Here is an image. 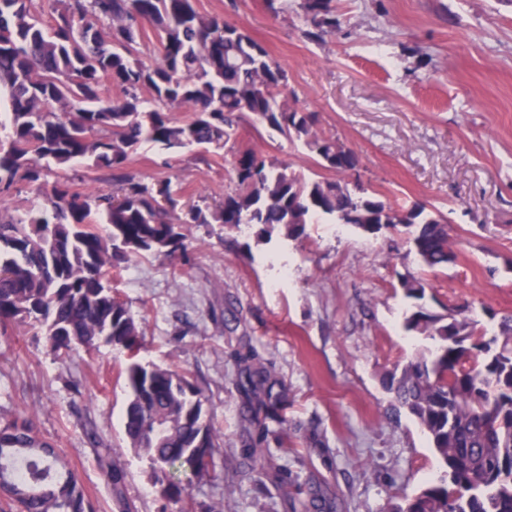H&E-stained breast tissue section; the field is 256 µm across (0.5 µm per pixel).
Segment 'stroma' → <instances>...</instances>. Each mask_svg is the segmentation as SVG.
Masks as SVG:
<instances>
[{"instance_id": "35a3bbf8", "label": "stroma", "mask_w": 512, "mask_h": 512, "mask_svg": "<svg viewBox=\"0 0 512 512\" xmlns=\"http://www.w3.org/2000/svg\"><path fill=\"white\" fill-rule=\"evenodd\" d=\"M262 40L288 74V97L358 156L365 186L390 201L424 202L448 217L461 256L428 274V307L512 310V0H336L340 29L306 39L298 8L272 15L264 0H197ZM241 140L308 172L306 153L283 138ZM223 198V163L196 152L167 156L143 145L131 165ZM185 259H145L112 276L143 330L141 362L188 372L203 388L224 469L188 488L194 512H390L440 474L408 414L393 415L383 380L422 339L404 332L410 302L398 285L399 238L307 225L296 241L257 242L220 224H186ZM253 353L287 387L278 426L241 419L239 358ZM123 351L101 347L59 360L42 339L0 336V423L27 418L69 460L86 491L111 512L95 447L125 473L132 512H162L146 459L121 418L128 390ZM96 440H89L87 429ZM262 442L255 464L243 450Z\"/></svg>"}]
</instances>
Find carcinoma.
Masks as SVG:
<instances>
[{"mask_svg": "<svg viewBox=\"0 0 512 512\" xmlns=\"http://www.w3.org/2000/svg\"><path fill=\"white\" fill-rule=\"evenodd\" d=\"M304 36L323 42L340 22L336 0H301ZM288 75L267 46L195 0H0V102L10 131L0 141V335L23 330L57 357L103 345L127 353L129 400L122 428L148 461L161 496L192 512L187 483L223 467L206 418L203 390L185 372L143 364L142 331L112 295V271L147 257L187 251L184 224H222L297 240L328 218L367 235L405 239L420 271L399 275L416 301L404 331L423 346L389 373L394 411L427 434L443 475L394 512H512V312L489 324L428 310L422 272L459 259L447 216L424 203L398 206L346 175L358 168L345 143L319 129L318 116L288 103ZM191 112L185 122L172 113ZM300 144L331 177L307 176L252 144L237 142L242 118ZM149 143L170 153L198 146L230 155L224 198L183 199L169 179L145 181L131 158ZM112 183L79 190L72 164ZM25 191L34 201L3 202ZM247 396L242 421L274 408L283 382L254 356L240 358ZM52 442L25 420L0 424V485L19 498L0 512H99ZM97 452L115 512H131L124 473Z\"/></svg>", "mask_w": 512, "mask_h": 512, "instance_id": "obj_1", "label": "carcinoma"}]
</instances>
